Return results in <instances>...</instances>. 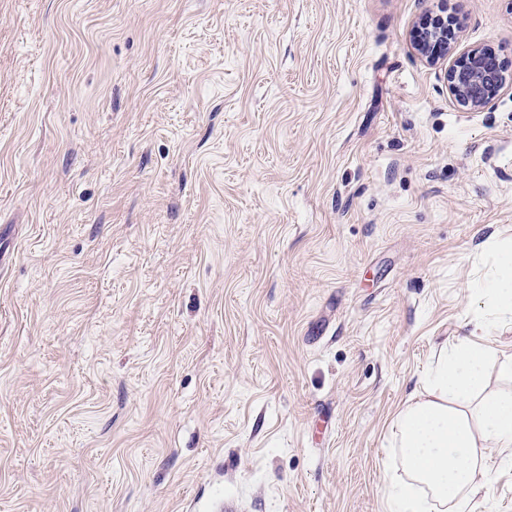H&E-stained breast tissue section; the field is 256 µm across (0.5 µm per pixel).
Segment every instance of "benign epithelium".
Masks as SVG:
<instances>
[{
    "label": "benign epithelium",
    "mask_w": 512,
    "mask_h": 512,
    "mask_svg": "<svg viewBox=\"0 0 512 512\" xmlns=\"http://www.w3.org/2000/svg\"><path fill=\"white\" fill-rule=\"evenodd\" d=\"M456 21L443 6L427 15L413 31V49L427 62L451 61L445 69L448 88L455 100L469 110H480L498 97L512 78L496 63L492 52L474 45L456 53L448 31Z\"/></svg>",
    "instance_id": "benign-epithelium-1"
}]
</instances>
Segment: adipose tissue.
I'll list each match as a JSON object with an SVG mask.
<instances>
[{
  "instance_id": "1",
  "label": "adipose tissue",
  "mask_w": 512,
  "mask_h": 512,
  "mask_svg": "<svg viewBox=\"0 0 512 512\" xmlns=\"http://www.w3.org/2000/svg\"><path fill=\"white\" fill-rule=\"evenodd\" d=\"M486 306L512 313V245L497 250V271L479 286ZM492 345L461 339L443 345L423 391L395 419L403 474L388 488L393 512H470L490 490L488 452L512 464V359L502 389L484 396Z\"/></svg>"
}]
</instances>
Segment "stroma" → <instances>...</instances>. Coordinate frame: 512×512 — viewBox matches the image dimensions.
Returning <instances> with one entry per match:
<instances>
[{"mask_svg":"<svg viewBox=\"0 0 512 512\" xmlns=\"http://www.w3.org/2000/svg\"><path fill=\"white\" fill-rule=\"evenodd\" d=\"M438 0H0V512H390L512 241V90ZM512 73V0H447ZM473 512H512L494 467ZM438 12L427 15L413 31V49L428 63L437 64L450 60L445 69L448 88L455 100L469 110H480L498 97L512 78L496 63L491 51L478 45L461 54L456 45L448 42V29L452 32L456 21L448 16L443 6Z\"/></svg>","mask_w":512,"mask_h":512,"instance_id":"obj_1","label":"stroma"}]
</instances>
